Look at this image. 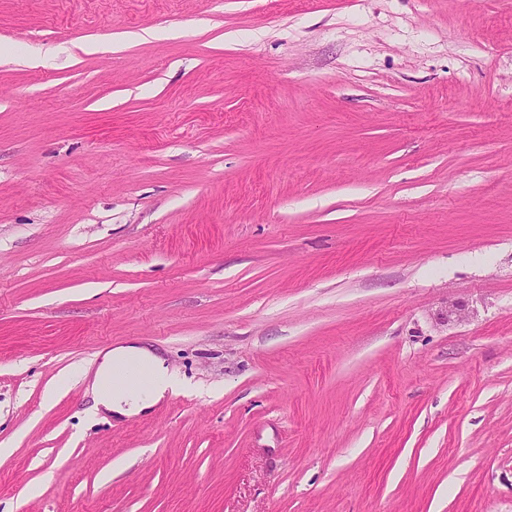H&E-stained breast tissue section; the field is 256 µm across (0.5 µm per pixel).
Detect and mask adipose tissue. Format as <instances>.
<instances>
[{"label":"adipose tissue","instance_id":"obj_1","mask_svg":"<svg viewBox=\"0 0 512 512\" xmlns=\"http://www.w3.org/2000/svg\"><path fill=\"white\" fill-rule=\"evenodd\" d=\"M127 365H136L149 372L150 385L137 391L108 388L107 381L112 372L117 367ZM78 377L89 380L95 411L110 414L117 419L150 411L177 385V379L170 372L165 359L152 349L135 343L120 344L103 351L94 375L82 371Z\"/></svg>","mask_w":512,"mask_h":512}]
</instances>
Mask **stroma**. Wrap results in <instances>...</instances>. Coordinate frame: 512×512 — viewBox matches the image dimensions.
Here are the masks:
<instances>
[{"label":"stroma","mask_w":512,"mask_h":512,"mask_svg":"<svg viewBox=\"0 0 512 512\" xmlns=\"http://www.w3.org/2000/svg\"><path fill=\"white\" fill-rule=\"evenodd\" d=\"M129 342L150 412L60 387ZM0 446V512H512V0H0ZM471 314H474L473 310H469L463 302L448 299L439 309L436 315V323L439 325L461 323ZM100 364L91 381L95 412H104L116 419L130 418L150 411L168 392L177 386L166 360L152 349L135 343L120 344L100 352ZM136 365L151 375V384L141 390L128 391L121 387L108 389L107 381L119 366Z\"/></svg>","instance_id":"obj_1"}]
</instances>
